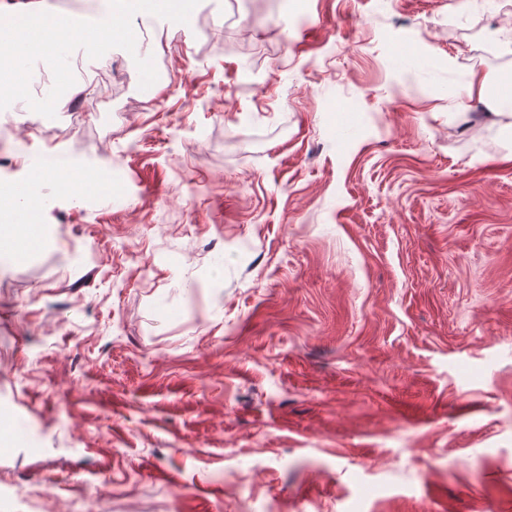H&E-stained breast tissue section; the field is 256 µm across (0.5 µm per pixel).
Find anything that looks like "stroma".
I'll return each mask as SVG.
<instances>
[{
	"label": "stroma",
	"instance_id": "1",
	"mask_svg": "<svg viewBox=\"0 0 512 512\" xmlns=\"http://www.w3.org/2000/svg\"><path fill=\"white\" fill-rule=\"evenodd\" d=\"M132 26L0 167L93 175L0 239V512H512V0ZM468 96L471 98L473 93L475 92L479 98V100L489 104L492 108L500 111V112H490L486 115H494L498 117L507 118L508 122L506 124V128L510 131V135H512V94L511 92L507 95H501L499 98H494L490 95L488 91V81L486 78H482L477 75H473L472 80L468 87ZM508 110H505V108ZM511 119V121L509 120Z\"/></svg>",
	"mask_w": 512,
	"mask_h": 512
}]
</instances>
